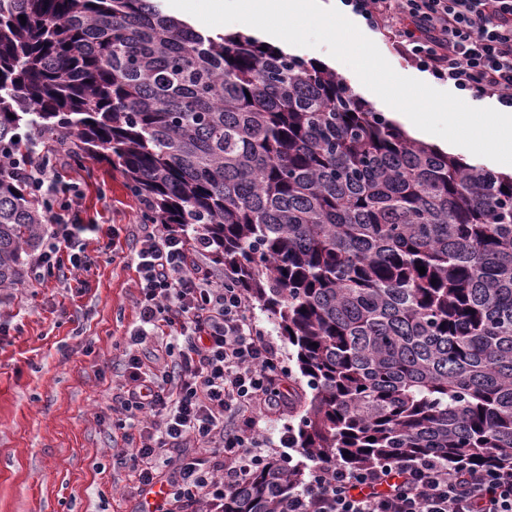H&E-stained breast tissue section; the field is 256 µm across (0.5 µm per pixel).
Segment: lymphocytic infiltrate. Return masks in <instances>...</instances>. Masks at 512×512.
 <instances>
[{"label":"lymphocytic infiltrate","mask_w":512,"mask_h":512,"mask_svg":"<svg viewBox=\"0 0 512 512\" xmlns=\"http://www.w3.org/2000/svg\"><path fill=\"white\" fill-rule=\"evenodd\" d=\"M369 24L395 25L405 51L435 78L472 97L512 107V0H342ZM67 143H42L16 170L42 196L60 190L56 161ZM33 268L53 273L61 248L76 247L83 224L57 217ZM209 244L146 224L136 241L139 324L126 342L124 371L106 406L123 447L116 465L124 494L151 512H223L224 495L269 464L262 410L284 405L288 375L256 327L245 289L203 261ZM282 462L305 479L288 512H512V468L459 467L436 457L399 456L352 470L295 459L291 433Z\"/></svg>","instance_id":"obj_1"}]
</instances>
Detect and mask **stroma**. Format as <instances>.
I'll return each mask as SVG.
<instances>
[{
  "instance_id": "stroma-1",
  "label": "stroma",
  "mask_w": 512,
  "mask_h": 512,
  "mask_svg": "<svg viewBox=\"0 0 512 512\" xmlns=\"http://www.w3.org/2000/svg\"><path fill=\"white\" fill-rule=\"evenodd\" d=\"M60 173L79 199L57 202L89 230V270L26 279L0 295V512H135L113 464L105 414L136 324L135 233L146 204L105 159Z\"/></svg>"
}]
</instances>
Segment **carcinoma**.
Wrapping results in <instances>:
<instances>
[{
  "label": "carcinoma",
  "mask_w": 512,
  "mask_h": 512,
  "mask_svg": "<svg viewBox=\"0 0 512 512\" xmlns=\"http://www.w3.org/2000/svg\"><path fill=\"white\" fill-rule=\"evenodd\" d=\"M44 138L72 140L78 166L112 161L151 223L203 231L276 317L311 390L296 447L349 469L512 467V174L410 137L320 62L204 36L160 0H0V291L47 223L14 171ZM300 479L271 463L224 512H288Z\"/></svg>",
  "instance_id": "carcinoma-1"
}]
</instances>
